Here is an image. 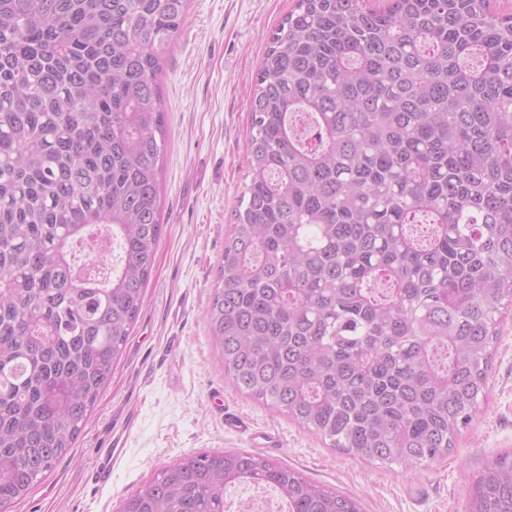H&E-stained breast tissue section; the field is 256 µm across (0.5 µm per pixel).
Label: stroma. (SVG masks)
Returning a JSON list of instances; mask_svg holds the SVG:
<instances>
[{
    "mask_svg": "<svg viewBox=\"0 0 512 512\" xmlns=\"http://www.w3.org/2000/svg\"><path fill=\"white\" fill-rule=\"evenodd\" d=\"M295 0H189L160 78L165 148L160 238L143 305L74 448L9 512H120L173 461L201 452L271 458L356 499L362 512H464L485 465L512 454V311L499 325L487 399L442 459L372 464L240 392L224 375L205 313L246 174L254 76ZM224 394V410L210 405ZM137 417L111 484L90 469Z\"/></svg>",
    "mask_w": 512,
    "mask_h": 512,
    "instance_id": "stroma-1",
    "label": "stroma"
}]
</instances>
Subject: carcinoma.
<instances>
[{
    "instance_id": "carcinoma-1",
    "label": "carcinoma",
    "mask_w": 512,
    "mask_h": 512,
    "mask_svg": "<svg viewBox=\"0 0 512 512\" xmlns=\"http://www.w3.org/2000/svg\"><path fill=\"white\" fill-rule=\"evenodd\" d=\"M187 0H0V512L71 448L162 232L159 75ZM250 180L206 319L224 374L329 447L414 467L478 416L512 307V10L296 0L254 79ZM106 227L116 248L76 275ZM356 501L248 452L181 457L120 512ZM469 512H512V454Z\"/></svg>"
}]
</instances>
